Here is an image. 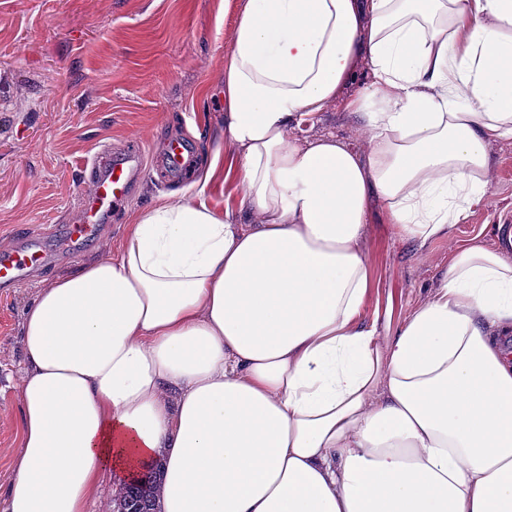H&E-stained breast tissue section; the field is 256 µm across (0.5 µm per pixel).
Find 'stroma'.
<instances>
[{"label": "stroma", "mask_w": 512, "mask_h": 512, "mask_svg": "<svg viewBox=\"0 0 512 512\" xmlns=\"http://www.w3.org/2000/svg\"><path fill=\"white\" fill-rule=\"evenodd\" d=\"M246 0H0V241L51 234L73 223L91 181L82 166L100 150L142 146L138 186L96 237L73 251L51 248L44 268L12 288L0 287V484L19 429L17 385L23 372L19 337L24 310L53 277L97 257L101 242L121 244L131 215L174 191L194 202L238 209L244 192L229 165L224 102L214 85L224 72L234 21ZM343 88L315 125L298 135L331 134L365 151L366 137L350 99L363 94L362 74ZM185 141L188 177L165 174L164 145ZM488 189L466 223L415 247L372 212L362 245L370 288L359 319L396 332L429 300L448 267L451 243L503 248L498 225H512V139L488 146ZM217 160L208 185L199 167Z\"/></svg>", "instance_id": "stroma-1"}]
</instances>
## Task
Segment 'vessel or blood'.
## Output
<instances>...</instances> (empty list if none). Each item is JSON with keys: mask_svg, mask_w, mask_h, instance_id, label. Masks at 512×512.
<instances>
[{"mask_svg": "<svg viewBox=\"0 0 512 512\" xmlns=\"http://www.w3.org/2000/svg\"><path fill=\"white\" fill-rule=\"evenodd\" d=\"M140 155L141 147L134 142L128 148L127 157L117 159L107 152L96 157L92 163L96 171L91 178L92 189L81 206L77 220L66 225L63 234L57 237L59 246L80 244L97 235L102 218L112 213L131 194L134 175L129 160ZM45 261L46 250L39 240L0 251V284L12 286L26 281Z\"/></svg>", "mask_w": 512, "mask_h": 512, "instance_id": "1", "label": "vessel or blood"}]
</instances>
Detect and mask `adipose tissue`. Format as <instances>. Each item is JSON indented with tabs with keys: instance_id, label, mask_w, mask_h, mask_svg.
<instances>
[{
	"instance_id": "ef3b65f1",
	"label": "adipose tissue",
	"mask_w": 512,
	"mask_h": 512,
	"mask_svg": "<svg viewBox=\"0 0 512 512\" xmlns=\"http://www.w3.org/2000/svg\"><path fill=\"white\" fill-rule=\"evenodd\" d=\"M360 60L367 153L290 138ZM217 88L251 223L174 192L39 289L0 512H111L158 460L161 512H512V257L453 245L395 335L358 322L371 202L421 245L486 194L512 0H247Z\"/></svg>"
}]
</instances>
